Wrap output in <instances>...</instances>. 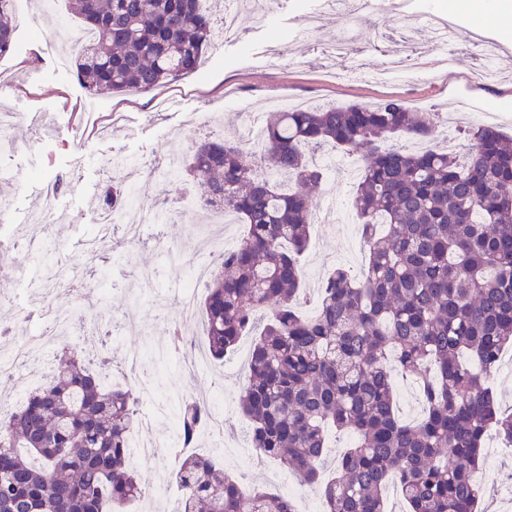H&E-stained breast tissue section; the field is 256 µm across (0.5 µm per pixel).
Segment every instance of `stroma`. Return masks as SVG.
I'll return each mask as SVG.
<instances>
[{
    "mask_svg": "<svg viewBox=\"0 0 512 512\" xmlns=\"http://www.w3.org/2000/svg\"><path fill=\"white\" fill-rule=\"evenodd\" d=\"M319 7V0H284L282 9L272 13L263 26H252L241 19V34L220 39L208 59L196 71L180 77L150 93L114 96L85 91L74 75L72 51L60 35L63 26L79 27V20L68 8L67 0H18L15 8V49L0 58V76L10 91L4 108L16 113L52 112L57 124L53 133L19 125L12 133L14 148L0 153V169L20 173L22 184L0 183L9 198L8 211L13 222L0 229V240L10 241L15 233L42 240L44 228L33 223L32 214L39 206L49 182L64 176L65 187L56 195L63 224L54 235L65 245L73 265H82L84 250L97 226V212L102 196L112 180L109 161L130 160L140 164L167 157L171 150H186L202 137L222 135L243 141L245 108L262 107L285 100L294 106L370 105L395 97L419 112H441L445 107L462 109L469 103L496 106L493 117L504 134L512 136V79L500 77L491 85L468 82L478 65L468 49L472 31L480 29L497 45L492 64L512 60V13L498 19H482L474 14L455 18V43L458 52L449 64L438 61L431 49L429 31L413 23L412 15L434 9L444 14L448 0H379L359 21L360 32L372 24L384 25L389 37L378 54L360 50L361 40L353 38L354 50L348 64L369 70L380 64L384 54L395 51L403 39H411L429 50L423 69L396 76L385 84L340 82L332 73L326 50L345 27L344 22L329 19L315 33L305 30V18ZM42 18L40 27H32L31 16ZM92 114L98 129L86 133L79 128V116ZM336 175L318 190L314 203L333 207L342 213V224H315L310 228L308 247L302 258L304 285L317 293L320 280L329 271L345 267L358 272L366 263L367 251L357 235L358 219L351 207L352 180L344 167L350 157L336 154ZM155 231L178 246L176 259L163 262L148 247L125 246L102 260V275L107 283L110 309L116 313L134 312L138 326L120 335L106 336L104 355L115 375L132 368V351L154 354L168 341L161 332L163 320L174 317L177 288L189 267L210 261V245L205 238V216L196 207H187L174 221L156 225ZM10 267H23L29 274L20 288L0 296V321L12 324L23 315V330L32 336L44 330L48 320L36 301L41 291V272L34 255L19 250L8 258ZM161 266L162 275L154 292L137 288L130 271ZM251 337H243L235 352L224 360L206 359L203 369L182 372L177 359L167 358L155 365L152 385L168 408H176L181 398L224 388V420L229 427L224 435L225 471L248 478L252 483L268 485L278 491L273 475L282 473L278 461L266 460L254 465L242 455L248 447L247 421L238 409V398L246 381L242 364L251 350ZM173 451L160 449L154 459L135 466L134 473L143 489L135 512H163V501L153 491L170 484L174 467L169 459ZM512 463V448L496 446L485 452L481 466L483 512H512V481L506 477Z\"/></svg>",
    "mask_w": 512,
    "mask_h": 512,
    "instance_id": "obj_1",
    "label": "stroma"
}]
</instances>
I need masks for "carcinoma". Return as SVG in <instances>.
<instances>
[{
  "mask_svg": "<svg viewBox=\"0 0 512 512\" xmlns=\"http://www.w3.org/2000/svg\"><path fill=\"white\" fill-rule=\"evenodd\" d=\"M68 3L96 32L74 62L90 93H149L195 71L218 37L202 0ZM14 30L11 0H0V56L14 50ZM263 132L256 148L206 139L166 171L192 184L200 209L220 205L246 226L217 258L202 313L216 360L254 337L238 400L251 448L315 487L325 512H385L391 481L409 512H481L486 440L512 446V412L487 384L512 345V136L468 130L461 162L431 145L435 125L400 99L274 112ZM325 147L363 159L352 199L368 260L357 275L332 270L304 316L313 197L284 193L277 179L319 189L326 171L307 153ZM56 333L49 381L0 419V512H106L143 495L128 465L140 395L103 386L73 330ZM396 375L424 399L414 425L396 414ZM209 419L200 401L181 402L183 447ZM336 430L357 443L325 481ZM174 480L178 512H296L292 498L244 484L213 457L181 458Z\"/></svg>",
  "mask_w": 512,
  "mask_h": 512,
  "instance_id": "cac0c4a2",
  "label": "carcinoma"
}]
</instances>
